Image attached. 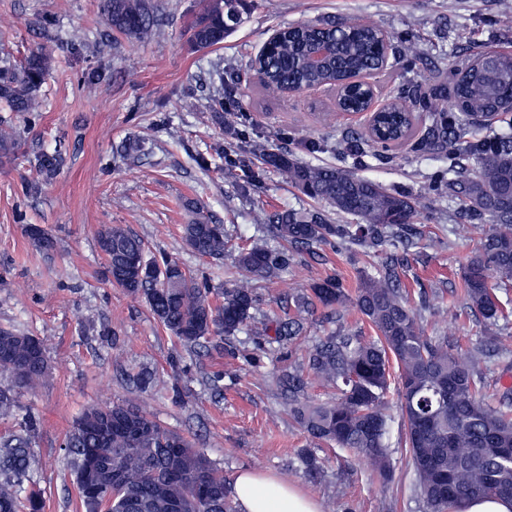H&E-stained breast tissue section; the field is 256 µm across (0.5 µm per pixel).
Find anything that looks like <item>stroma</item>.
<instances>
[{
    "mask_svg": "<svg viewBox=\"0 0 512 512\" xmlns=\"http://www.w3.org/2000/svg\"><path fill=\"white\" fill-rule=\"evenodd\" d=\"M165 34L148 43L114 36L100 0H0V47L14 58L45 48L52 70L43 112L33 122L0 108V123L20 143L14 160L0 162V328L41 339L50 375L21 403L34 421L32 446L42 459L34 480L44 492V512H79L77 490L61 446L72 421L89 405L122 402L145 410L182 434L235 481L244 470L275 475L314 498L320 512H424L402 443L401 417L391 409L388 442L392 479L360 466L337 463L336 450L319 445L317 480L304 474L299 456L307 434L288 408L280 379L306 366L324 336L360 327L353 311L315 306L293 340L239 333L199 349L184 345L152 317L143 300L104 278L100 231L122 226L140 237L149 256L174 259L203 288L241 279L239 248L270 238L260 211H322L332 224L353 216L322 209L258 156L253 142L299 161L347 169L401 192L416 202L410 231L379 255L332 240L313 249H291L288 267L272 280H254L257 318L287 319L296 296L313 283L340 279L355 290L361 273L381 268L385 257H403L401 285L411 297L427 293L431 308L420 319L428 335L464 346L479 344L483 326L463 296L461 266L483 233L454 228L462 217L448 202V158L426 145L444 101L435 75H447L460 54L512 48V24L499 20L497 0H248L242 24L217 47L197 50L187 25L200 0H156ZM51 26H43V17ZM358 16L389 35L392 45L421 44L417 60L389 62L373 80L381 99L420 91L423 101L414 137L387 149L350 151L355 118L327 123L336 94L316 89L268 97L251 65L272 30L321 18ZM84 47L72 57L69 43ZM100 66L107 81L86 91L82 74ZM239 77L216 118L211 100L216 70ZM142 141L135 160L113 155L126 137ZM62 150L65 163L51 184L26 192L24 180L37 154ZM193 200L219 220L227 237L223 258L202 257L185 244L183 204ZM41 225L56 239L44 252L24 228ZM457 320L447 324L444 310ZM349 493L336 495L338 484Z\"/></svg>",
    "mask_w": 512,
    "mask_h": 512,
    "instance_id": "obj_1",
    "label": "stroma"
}]
</instances>
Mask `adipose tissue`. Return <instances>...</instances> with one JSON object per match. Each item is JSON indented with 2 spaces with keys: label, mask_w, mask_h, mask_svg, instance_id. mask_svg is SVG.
<instances>
[{
  "label": "adipose tissue",
  "mask_w": 512,
  "mask_h": 512,
  "mask_svg": "<svg viewBox=\"0 0 512 512\" xmlns=\"http://www.w3.org/2000/svg\"><path fill=\"white\" fill-rule=\"evenodd\" d=\"M232 497L239 512H319L315 500L287 481L252 471L237 476Z\"/></svg>",
  "instance_id": "adipose-tissue-1"
}]
</instances>
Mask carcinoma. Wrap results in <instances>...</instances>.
I'll list each match as a JSON object with an SVG mask.
<instances>
[{"label":"carcinoma","mask_w":512,"mask_h":512,"mask_svg":"<svg viewBox=\"0 0 512 512\" xmlns=\"http://www.w3.org/2000/svg\"><path fill=\"white\" fill-rule=\"evenodd\" d=\"M246 0H201V10L189 27V41L210 49L242 21ZM106 24L128 40L149 42L159 32L152 0H102ZM380 29L357 17L339 22L316 20L281 29L278 50L254 59L252 67L264 91L272 96L296 89L330 87L344 110H365L371 89L353 81L362 72L386 68L377 50ZM50 58L32 51L18 63L0 62V103L10 111L33 115L43 111V88ZM512 85V57L498 62L494 75L459 60L448 80L447 100L459 114L453 125L441 118L429 142L457 160L470 158L473 168L448 182V196L458 210L488 221L475 249L461 268L467 307L489 332V343L512 352V335L494 330L512 312V301L500 292L512 288V123L493 140L476 143L483 125L471 112H496L504 91ZM414 104L396 95L376 115L373 133L358 140L383 148L405 143ZM19 143L12 129L0 125V157L13 156ZM252 152L288 179L306 196L338 213L357 217L356 224H328L316 212L282 210L263 213L275 238L294 247L331 238L368 249L387 242L394 229L412 222L416 203L379 182L337 167L300 162L291 154L273 153L260 143ZM61 155L42 152L32 165L29 188L41 190L60 172ZM191 217L183 225L186 245L205 257H222L224 231L197 203L187 201ZM98 246L106 261L108 281L148 304L159 324L180 341L198 346L224 334L245 331L297 336L303 314L320 304L326 309H353L373 331L371 336L330 335L308 360L306 370L288 376V387L309 383L333 388V403H296L291 413L314 441L336 446L349 461L364 465L389 480L392 463L386 436L389 416L386 394L390 370L397 368L399 410L405 447L413 468L415 491L426 512H466L469 502L495 497L512 501V391L497 395L485 386L487 359L479 347L463 349L448 338L428 336L418 308L400 287V264L390 257L382 271L364 273L354 292L338 280L319 282L296 300V315L271 326L256 318L257 296L239 281L211 293L198 286L177 262L159 263L145 256L143 242L121 226L106 228ZM138 256L146 266L163 268L161 277L141 278L129 267ZM237 265L249 275L271 278L288 266V251L274 249L265 238L240 251ZM0 371L11 384L0 389V421L17 419L21 396L36 390L48 377L49 363L42 341L28 334L0 329ZM0 439V512H43L42 490L33 475L42 461L30 446L31 422ZM66 465L77 487L81 512H237L224 469L203 449L172 432L143 410L123 403L92 405L77 416L63 445ZM304 473L317 478L322 467L310 448L302 450Z\"/></svg>","instance_id":"carcinoma-1"}]
</instances>
